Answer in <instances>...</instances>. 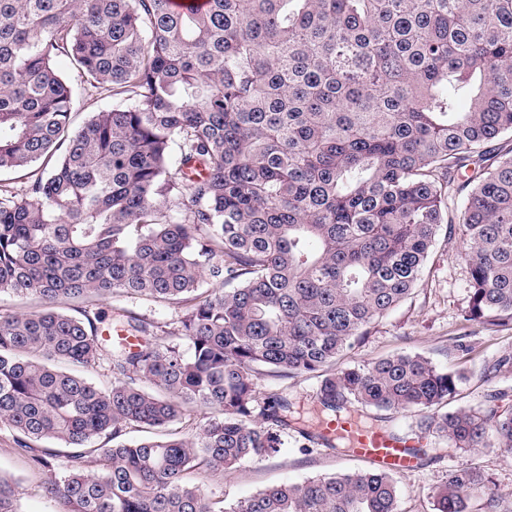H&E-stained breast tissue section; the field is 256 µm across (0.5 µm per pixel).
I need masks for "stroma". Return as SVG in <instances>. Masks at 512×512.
<instances>
[{
	"instance_id": "stroma-1",
	"label": "stroma",
	"mask_w": 512,
	"mask_h": 512,
	"mask_svg": "<svg viewBox=\"0 0 512 512\" xmlns=\"http://www.w3.org/2000/svg\"><path fill=\"white\" fill-rule=\"evenodd\" d=\"M58 67L75 89V124L112 107L111 93L93 87L68 59H60ZM460 243V231L440 230L413 294L373 324L365 339L337 360V367L362 366L393 354L419 353L442 369L461 372L451 408L479 410L494 401L500 409H512V371L494 377L483 374L487 361L512 353V330L463 322L469 282L465 266L456 257ZM319 385V378L307 374L258 380V396L277 391L291 404L284 446L266 459L246 461L221 474L198 475L206 493L230 504L271 484L298 483L318 475L365 468V461L352 453L303 438V431L315 430L321 418L316 399ZM423 438L425 455L419 468L395 476L400 512H433V491L449 471L477 466L489 467L495 489L503 498V512H512V454L494 448L461 449L434 434ZM15 439V431L0 423V476L14 483L20 512H56V503L44 492L47 470L35 467L29 456L18 453Z\"/></svg>"
}]
</instances>
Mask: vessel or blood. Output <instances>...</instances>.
Returning a JSON list of instances; mask_svg holds the SVG:
<instances>
[{
    "mask_svg": "<svg viewBox=\"0 0 512 512\" xmlns=\"http://www.w3.org/2000/svg\"><path fill=\"white\" fill-rule=\"evenodd\" d=\"M323 431L328 435L347 438L351 443L352 454L374 466L394 471H408L417 465L406 444L392 438L384 430L361 427L352 418L340 416L328 421L324 424Z\"/></svg>",
    "mask_w": 512,
    "mask_h": 512,
    "instance_id": "obj_1",
    "label": "vessel or blood"
}]
</instances>
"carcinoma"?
Wrapping results in <instances>:
<instances>
[{"instance_id": "obj_1", "label": "carcinoma", "mask_w": 512, "mask_h": 512, "mask_svg": "<svg viewBox=\"0 0 512 512\" xmlns=\"http://www.w3.org/2000/svg\"><path fill=\"white\" fill-rule=\"evenodd\" d=\"M60 56L117 99L76 130ZM505 136L512 0H0V173L41 168L0 189V294L39 301L0 316V422L50 469L57 512H399L377 469L228 507L189 480L280 451L290 404L258 402L269 374L320 377L330 417L419 412L423 434L511 454L512 410L441 411L462 375L421 354L332 369L421 280L453 186L463 321L512 326ZM109 298L182 308L176 340L131 315L115 331L137 347L105 338L91 307ZM102 363L109 387L74 373ZM192 407L220 417L170 431ZM38 440L68 448L58 468ZM474 497L499 512L487 468L451 470L434 510ZM0 512H18L1 477Z\"/></svg>"}]
</instances>
